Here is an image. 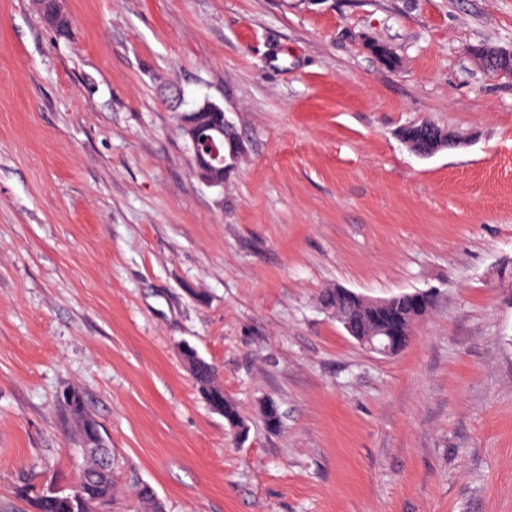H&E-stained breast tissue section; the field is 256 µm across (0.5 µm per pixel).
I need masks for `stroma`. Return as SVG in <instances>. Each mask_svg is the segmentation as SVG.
I'll return each mask as SVG.
<instances>
[{
    "mask_svg": "<svg viewBox=\"0 0 512 512\" xmlns=\"http://www.w3.org/2000/svg\"><path fill=\"white\" fill-rule=\"evenodd\" d=\"M60 5L63 37L0 0V512L72 481L73 386L112 512L142 484L165 512H512V79L469 54L512 47V0ZM175 88L242 143L223 187ZM424 121L463 146L416 155L400 132ZM336 286L434 306L385 357L321 308ZM195 384L208 405L224 416L227 426L245 428L244 419L240 415L237 404L229 397L224 396V388L217 380L215 368L203 361L195 370Z\"/></svg>",
    "mask_w": 512,
    "mask_h": 512,
    "instance_id": "stroma-1",
    "label": "stroma"
}]
</instances>
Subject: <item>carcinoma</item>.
I'll return each mask as SVG.
<instances>
[{
  "instance_id": "obj_1",
  "label": "carcinoma",
  "mask_w": 512,
  "mask_h": 512,
  "mask_svg": "<svg viewBox=\"0 0 512 512\" xmlns=\"http://www.w3.org/2000/svg\"><path fill=\"white\" fill-rule=\"evenodd\" d=\"M321 305L338 310L346 317L351 332L359 336L380 333L384 336L394 334L399 337L400 348H405L410 340L415 323L429 313L434 302L414 298L411 293L395 295L382 306H373L350 296L339 288L327 289L321 296ZM195 384L208 405L224 416L227 426L244 427L237 404L224 395V388L217 380L215 368L208 362L198 365L195 370ZM75 398L67 401L64 408L76 423L79 434L78 443L91 439L85 428L89 414L79 389L72 388ZM77 476L83 482V501L77 503L69 494L60 489L45 487L33 491L26 486L20 488V494L30 498L34 512H95L103 503H111L117 495L112 479V450L88 448L79 452ZM136 497L142 512H165L154 491L147 485L137 489Z\"/></svg>"
}]
</instances>
